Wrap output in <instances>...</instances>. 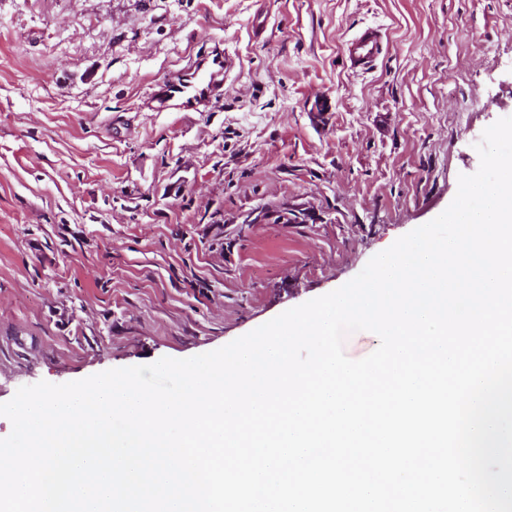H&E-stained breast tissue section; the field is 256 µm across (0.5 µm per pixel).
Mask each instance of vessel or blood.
<instances>
[{
	"mask_svg": "<svg viewBox=\"0 0 512 512\" xmlns=\"http://www.w3.org/2000/svg\"><path fill=\"white\" fill-rule=\"evenodd\" d=\"M382 46L383 35L379 29L362 28L347 43V61L354 69L369 68L381 53ZM234 66V59L225 54L221 46H214L206 54L173 71L159 85L154 99L162 108L176 103L185 111H199L212 99L223 95L224 77Z\"/></svg>",
	"mask_w": 512,
	"mask_h": 512,
	"instance_id": "obj_1",
	"label": "vessel or blood"
}]
</instances>
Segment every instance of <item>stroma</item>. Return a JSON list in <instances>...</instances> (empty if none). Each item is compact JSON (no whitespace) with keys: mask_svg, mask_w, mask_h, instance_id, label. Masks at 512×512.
<instances>
[{"mask_svg":"<svg viewBox=\"0 0 512 512\" xmlns=\"http://www.w3.org/2000/svg\"><path fill=\"white\" fill-rule=\"evenodd\" d=\"M387 48L349 69L345 43ZM222 45L203 112L152 85ZM512 116V0H0V403L218 349L439 216ZM383 35L378 28L365 27L355 33L346 46V56L353 69L371 67L382 51Z\"/></svg>","mask_w":512,"mask_h":512,"instance_id":"1","label":"stroma"}]
</instances>
